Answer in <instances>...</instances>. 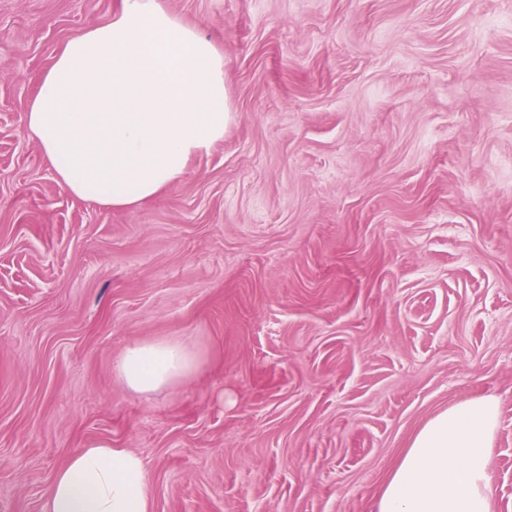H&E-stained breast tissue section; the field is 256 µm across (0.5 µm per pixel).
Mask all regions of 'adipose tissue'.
Listing matches in <instances>:
<instances>
[{"instance_id":"1","label":"adipose tissue","mask_w":512,"mask_h":512,"mask_svg":"<svg viewBox=\"0 0 512 512\" xmlns=\"http://www.w3.org/2000/svg\"><path fill=\"white\" fill-rule=\"evenodd\" d=\"M227 114L223 51L160 0H123L110 22L63 43L22 121L68 192L132 208L223 139ZM203 363L181 339H152L130 344L115 372L150 393L189 381ZM498 420L491 396L432 416L376 512H491L487 463ZM43 512H154L146 462L112 442H88L56 470Z\"/></svg>"}]
</instances>
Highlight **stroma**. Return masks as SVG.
<instances>
[{
    "instance_id": "obj_1",
    "label": "stroma",
    "mask_w": 512,
    "mask_h": 512,
    "mask_svg": "<svg viewBox=\"0 0 512 512\" xmlns=\"http://www.w3.org/2000/svg\"><path fill=\"white\" fill-rule=\"evenodd\" d=\"M224 50V137L165 191L68 193L22 122L121 0H0V512L92 440L154 512H372L410 437L495 397L512 512V0H162ZM209 359L137 393L114 362ZM204 354L178 338L136 341L115 362L118 378L131 390L155 392L192 379Z\"/></svg>"
}]
</instances>
